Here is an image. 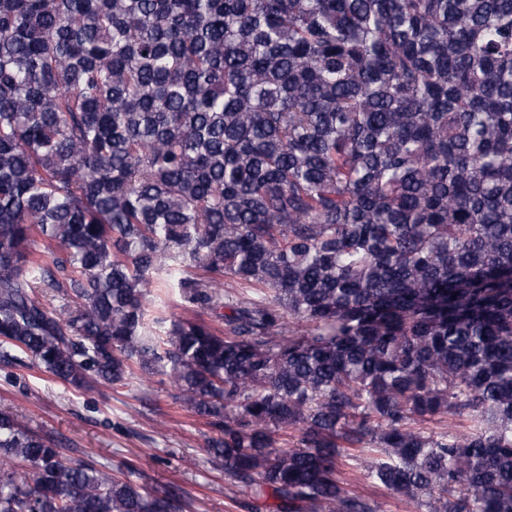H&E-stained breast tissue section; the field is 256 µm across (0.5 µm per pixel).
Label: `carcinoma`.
<instances>
[{"mask_svg":"<svg viewBox=\"0 0 512 512\" xmlns=\"http://www.w3.org/2000/svg\"><path fill=\"white\" fill-rule=\"evenodd\" d=\"M0 359L166 377L272 512H512V0H0ZM188 507L0 408V512ZM156 306L152 309L154 312L163 313L165 316H177L188 319H202L206 322L216 325L217 321L211 317L205 311H200L197 309H186L180 306L179 296L175 289L165 288L160 286V288L155 289ZM349 488L378 503L379 512H415L403 497L363 480H354Z\"/></svg>","mask_w":512,"mask_h":512,"instance_id":"1","label":"carcinoma"}]
</instances>
